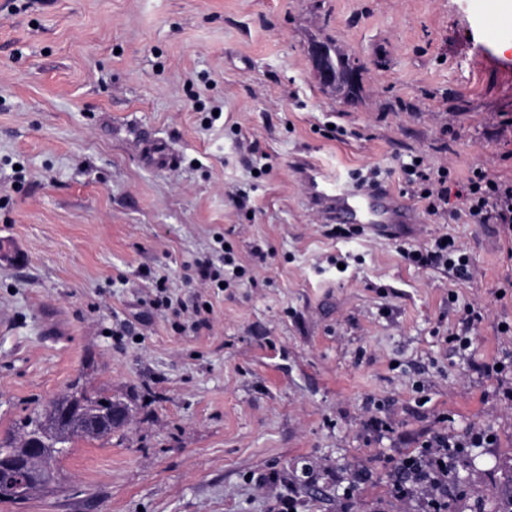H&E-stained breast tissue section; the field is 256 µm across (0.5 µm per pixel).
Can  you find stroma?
<instances>
[{"label":"stroma","instance_id":"1","mask_svg":"<svg viewBox=\"0 0 512 512\" xmlns=\"http://www.w3.org/2000/svg\"><path fill=\"white\" fill-rule=\"evenodd\" d=\"M326 40L352 99L314 76ZM412 155L450 168L447 215L327 236L300 165L400 197ZM480 169L512 181V0H0V438L79 377L132 410L0 512H425L396 465L474 429L448 509L498 512L512 232L471 223ZM443 235L472 277L404 259ZM220 238L247 273L216 292L192 269ZM146 268L208 326L149 308Z\"/></svg>","mask_w":512,"mask_h":512}]
</instances>
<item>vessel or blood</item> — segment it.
I'll return each instance as SVG.
<instances>
[{
    "label": "vessel or blood",
    "instance_id": "vessel-or-blood-1",
    "mask_svg": "<svg viewBox=\"0 0 512 512\" xmlns=\"http://www.w3.org/2000/svg\"><path fill=\"white\" fill-rule=\"evenodd\" d=\"M312 203L327 222L359 224L371 231L386 232L391 225L414 222L407 204L398 202L386 188L353 187L308 172L304 175Z\"/></svg>",
    "mask_w": 512,
    "mask_h": 512
}]
</instances>
